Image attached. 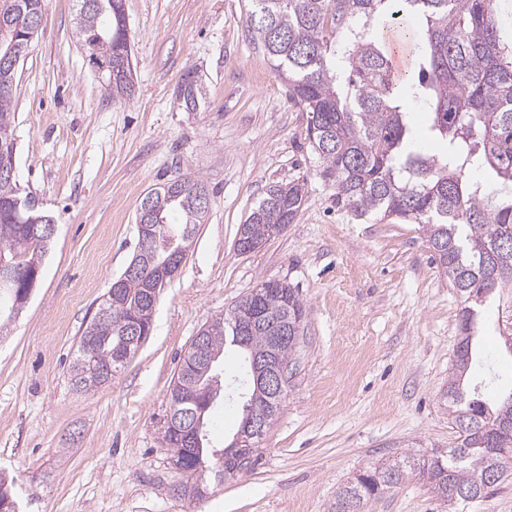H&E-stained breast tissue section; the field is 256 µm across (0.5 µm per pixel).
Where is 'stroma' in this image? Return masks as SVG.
<instances>
[{"label": "stroma", "instance_id": "stroma-1", "mask_svg": "<svg viewBox=\"0 0 512 512\" xmlns=\"http://www.w3.org/2000/svg\"><path fill=\"white\" fill-rule=\"evenodd\" d=\"M123 4L131 96L113 98L89 65L73 34L77 0H44L13 92L16 177L56 224L29 302L0 334V473L23 512H330L372 463L454 447L448 381L463 298L417 225L337 209L308 113L250 38L247 0ZM191 70L205 96L187 112L178 91ZM178 178L205 184L209 213L157 297L152 333L110 384L73 391L74 350L134 254L140 202ZM293 180L306 185L294 223L239 252L250 208ZM267 280L305 305L287 395L249 471L213 480L206 498L176 497L186 477L161 433L179 361L204 324ZM481 310L467 385L493 403L512 392V288ZM241 404L234 395L211 410L215 447L232 441ZM360 510L512 512V480L451 506L411 478Z\"/></svg>", "mask_w": 512, "mask_h": 512}]
</instances>
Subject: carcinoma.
I'll list each match as a JSON object with an SVG mask.
<instances>
[{
	"label": "carcinoma",
	"instance_id": "carcinoma-1",
	"mask_svg": "<svg viewBox=\"0 0 512 512\" xmlns=\"http://www.w3.org/2000/svg\"><path fill=\"white\" fill-rule=\"evenodd\" d=\"M76 15L75 34L84 49L97 58L126 62L124 76L112 82V98L132 92V55L122 0H92ZM43 21V0H4L0 6V58L9 50L16 60L28 54ZM246 24L254 44L273 62L287 85L288 99L310 114L309 145L318 156L320 174L336 187V207L358 219L395 217L417 224L451 287L465 297L461 324L464 336L456 352L455 378L448 382V411L458 429V442L448 452L428 460L415 453L395 456L359 472L340 488L333 512H345L346 500L362 504L377 499L406 480L428 481L439 497L448 485L483 494L505 480L507 449L512 428V393L495 404L461 385L479 354L472 332L480 307L496 290L512 285V28L503 32L499 0H248ZM403 28L413 43L422 40L413 71L392 73L386 38L390 27ZM17 68L0 64V131L12 129L11 112ZM205 95L195 72L182 79L179 97L194 112ZM422 101L431 114L428 133L443 145L429 155L415 145L413 126L402 101ZM491 171L498 192L475 177ZM21 197L16 177L0 174V250H7L8 268L0 280L20 274L32 261H41L47 241L31 235L28 226L52 217L37 211ZM306 201L305 183L269 185L249 210L239 236L259 244L277 234L278 226L294 222ZM160 216L152 228L158 238L172 233L187 254L197 225L208 209L200 206L193 189L175 197L172 182L149 192L137 218L145 211ZM160 290L151 274L127 276L102 302L104 313L85 327L69 368L76 391L99 387L96 366L107 367L114 356H134L140 343L126 334L128 321L143 316ZM265 321H253L254 304L242 300L203 326L206 349L220 357L227 345H238L247 363V406L270 410L265 428L277 414L280 399L259 383L252 359L275 355L292 363L301 336L305 306L299 292L284 284L261 283ZM8 304L5 321L17 305V289L0 284V300ZM273 336L296 340L275 345ZM201 362L189 348L169 389V410L180 417L209 414L216 399L200 383ZM195 487L208 490L213 470L224 473V462L208 438L187 448ZM497 468L499 478L485 480Z\"/></svg>",
	"mask_w": 512,
	"mask_h": 512
}]
</instances>
